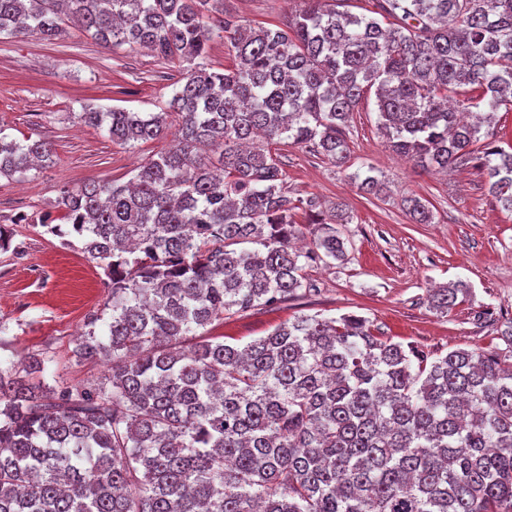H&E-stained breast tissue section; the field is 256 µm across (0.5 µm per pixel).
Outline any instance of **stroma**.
Returning a JSON list of instances; mask_svg holds the SVG:
<instances>
[{
  "mask_svg": "<svg viewBox=\"0 0 512 512\" xmlns=\"http://www.w3.org/2000/svg\"><path fill=\"white\" fill-rule=\"evenodd\" d=\"M298 0H227L245 24L275 23ZM179 65L140 49L106 48L79 28L53 42L0 38V129L9 138L43 140L51 163L22 177H0V226L14 232L20 255L0 252V361L45 357L47 382L85 386L103 382L107 366L76 361L73 350L88 317L110 296L102 269L81 250L46 234L38 219L60 191L91 181L128 182L135 170L169 148L178 129L167 119L163 138L122 147L77 114L91 105L158 112L182 76ZM350 159L340 169L308 148L281 144L277 154L290 198L341 202L351 217L339 225L343 260L305 269L307 289L267 308L214 322L208 333L242 346L302 314L366 317L374 335L410 343L434 356L464 348H504L512 325V212L498 206L476 167L432 174L397 156L377 131L374 97L348 122ZM375 169L385 188L360 189L355 174ZM408 196L427 199L434 219L413 223L402 207ZM463 284L468 296L447 313L427 306L429 289Z\"/></svg>",
  "mask_w": 512,
  "mask_h": 512,
  "instance_id": "obj_1",
  "label": "stroma"
}]
</instances>
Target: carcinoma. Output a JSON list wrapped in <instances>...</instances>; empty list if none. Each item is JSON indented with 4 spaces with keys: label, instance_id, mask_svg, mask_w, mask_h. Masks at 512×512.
<instances>
[{
    "label": "carcinoma",
    "instance_id": "1",
    "mask_svg": "<svg viewBox=\"0 0 512 512\" xmlns=\"http://www.w3.org/2000/svg\"><path fill=\"white\" fill-rule=\"evenodd\" d=\"M225 0H0V36L55 41L74 22L106 47L187 64L169 106L177 144L126 184L65 188L55 208L112 288L80 360L90 387L43 379L45 360L0 367V512H512V328L505 351L432 357L382 340L355 314L299 315L244 346L206 328L308 287L315 259L342 260L314 197L293 201L272 146L347 163V123L375 90L390 149L425 172L476 163L512 211V0H300L280 24L240 25ZM233 64L195 65L214 38ZM113 143L154 140L157 112L79 114ZM219 151L221 173L201 159ZM41 140L0 135V176L51 160ZM417 224L433 212L404 200ZM313 228L310 247L294 219ZM464 288H436L444 313ZM199 338L191 350L181 340Z\"/></svg>",
    "mask_w": 512,
    "mask_h": 512
}]
</instances>
